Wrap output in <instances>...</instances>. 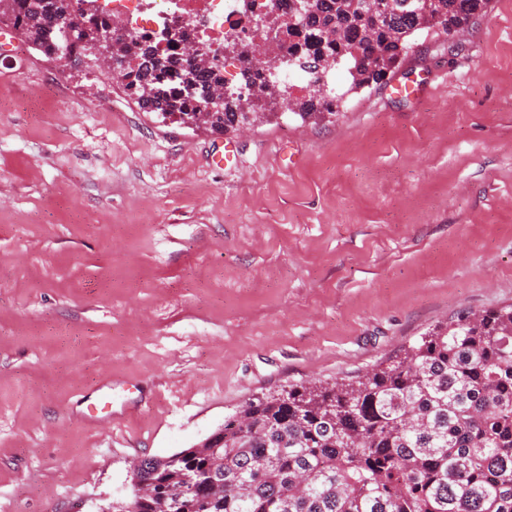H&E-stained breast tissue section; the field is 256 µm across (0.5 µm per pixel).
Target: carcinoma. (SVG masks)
Returning a JSON list of instances; mask_svg holds the SVG:
<instances>
[{
	"instance_id": "carcinoma-1",
	"label": "carcinoma",
	"mask_w": 512,
	"mask_h": 512,
	"mask_svg": "<svg viewBox=\"0 0 512 512\" xmlns=\"http://www.w3.org/2000/svg\"><path fill=\"white\" fill-rule=\"evenodd\" d=\"M310 0L302 29L288 30L279 71L305 70L304 94H288L286 112L303 121L333 115L346 92L331 76L343 68L348 90L382 80L407 54L412 37L437 28L467 31L489 0ZM71 0H0V20L35 50L57 59L56 17ZM71 54L97 67L94 32L109 24L94 13ZM112 59L126 65L127 96L166 116L142 74L180 69L190 89L175 96L196 125L223 133L246 120L235 93L261 80L251 67L224 82L214 64L183 66L182 53L154 42L118 41ZM232 97L224 111L206 110L211 91ZM218 448H189L173 464L147 458L139 480L156 497L131 495L129 512H512V305L459 314L421 340L350 380L295 384L263 394L224 420ZM194 482H187V476Z\"/></svg>"
}]
</instances>
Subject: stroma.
I'll return each instance as SVG.
<instances>
[{"label": "stroma", "instance_id": "35a3bbf8", "mask_svg": "<svg viewBox=\"0 0 512 512\" xmlns=\"http://www.w3.org/2000/svg\"><path fill=\"white\" fill-rule=\"evenodd\" d=\"M335 116L213 133L0 61V512H96L249 399L512 303V0ZM237 167L216 168L224 145Z\"/></svg>", "mask_w": 512, "mask_h": 512}]
</instances>
